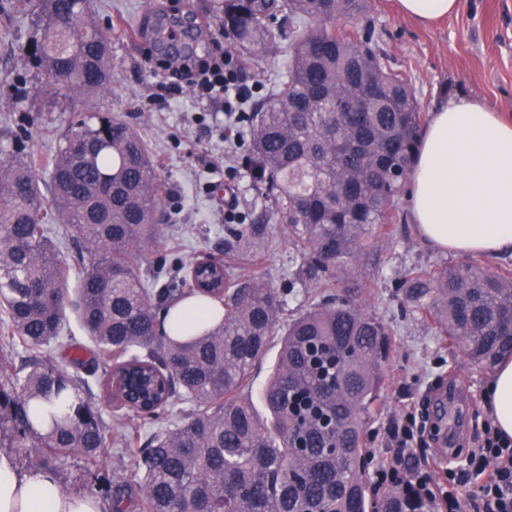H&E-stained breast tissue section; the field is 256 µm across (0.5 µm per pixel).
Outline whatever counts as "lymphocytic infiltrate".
I'll use <instances>...</instances> for the list:
<instances>
[{"instance_id": "f902f5d3", "label": "lymphocytic infiltrate", "mask_w": 512, "mask_h": 512, "mask_svg": "<svg viewBox=\"0 0 512 512\" xmlns=\"http://www.w3.org/2000/svg\"><path fill=\"white\" fill-rule=\"evenodd\" d=\"M242 70L238 55L228 48L219 58L200 61L196 70L173 67L164 89L173 94L186 85L198 96L220 99L226 114L224 140L237 146L243 135L236 114L251 92L240 80ZM425 431V424L412 415L391 423L388 436L395 453L375 468L377 489H405L423 497L436 512H512V441L499 435L492 419L482 421L477 446L463 468L440 461L432 464L418 456V448L425 445ZM470 484L476 488L475 495L460 501L457 489Z\"/></svg>"}]
</instances>
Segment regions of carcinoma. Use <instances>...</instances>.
Segmentation results:
<instances>
[{"label":"carcinoma","mask_w":512,"mask_h":512,"mask_svg":"<svg viewBox=\"0 0 512 512\" xmlns=\"http://www.w3.org/2000/svg\"><path fill=\"white\" fill-rule=\"evenodd\" d=\"M365 0H224L221 23L251 59L288 31V69L250 105L248 160L301 258L326 289L322 303L288 321L262 398L271 423L239 391L278 325L279 299L264 271L240 280L205 253L193 265L143 267L165 246L154 214L163 202L157 164L119 116L70 123L44 180L11 133L0 149V430L37 468L71 457L93 474L112 431L92 400L97 387L123 415L184 418L128 449L138 480L107 489L108 512H368L365 421L384 384L388 328L332 288L361 283L369 245L390 236L422 133L408 78L388 68L373 31L336 28ZM30 22L28 54L51 107L110 80L107 34L89 0H0V37ZM66 74V86L57 74ZM236 248L259 246L250 225ZM59 235L71 260L56 253ZM408 302L480 369L512 355V272L474 261L417 266ZM197 297L222 312L169 321ZM74 351L72 370L42 360L44 346ZM306 448H293L296 435ZM380 512H428L393 489Z\"/></svg>","instance_id":"obj_1"}]
</instances>
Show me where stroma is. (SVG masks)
Masks as SVG:
<instances>
[{"mask_svg": "<svg viewBox=\"0 0 512 512\" xmlns=\"http://www.w3.org/2000/svg\"><path fill=\"white\" fill-rule=\"evenodd\" d=\"M218 4L219 0H92L93 15L109 41L108 88L97 96H75L52 111L45 100L19 92L22 83H34L37 73L31 58L20 50L30 36L28 22H20L12 44L0 41V134L28 130L26 150L42 162L55 153L78 113L124 116L159 165L167 189L160 229L174 258L188 266L202 253L223 256L226 229L239 222L261 225L263 247L234 260L233 272L242 279L256 269L267 273L279 293V322L284 325L318 300L319 288L301 274L295 247L274 224L271 203L244 162V148L225 149L221 104L198 100L187 89L160 103L158 84L167 72L146 61L157 53L155 20L160 16L186 28L210 51L223 52ZM356 25L372 28L383 62L408 77L422 112H432L451 99L469 98L486 102L512 121V0H465L460 14L430 25L402 15L396 0H367L366 14L341 27L349 30ZM287 65L288 40L282 37L270 46L266 59L247 63L244 77L266 93ZM375 252L380 263L368 270L375 288L356 293L348 285L338 287L340 294L361 301L391 332L383 390L366 423L371 460L385 457L384 431L393 419L420 414L424 399L452 386L456 392L448 397L447 415L455 424L448 437L456 453L451 462L464 464L473 425L487 413L485 393L492 375L472 365L413 312L400 287L412 267L456 265L461 258L431 247L407 220L395 222L392 235L377 241ZM101 411L112 430V446L105 451L107 475L115 482L130 479L136 468L133 459L121 453L122 439L138 430L139 423L116 416L106 405Z\"/></svg>", "mask_w": 512, "mask_h": 512, "instance_id": "35a3bbf8", "label": "stroma"}]
</instances>
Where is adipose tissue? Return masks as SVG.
Wrapping results in <instances>:
<instances>
[{"instance_id":"1","label":"adipose tissue","mask_w":512,"mask_h":512,"mask_svg":"<svg viewBox=\"0 0 512 512\" xmlns=\"http://www.w3.org/2000/svg\"><path fill=\"white\" fill-rule=\"evenodd\" d=\"M410 217L421 237L454 254L512 252V123L491 106L452 99L433 112L409 179ZM499 434L512 440V357L489 384ZM0 512H102L65 491L51 470H20L0 452Z\"/></svg>"}]
</instances>
